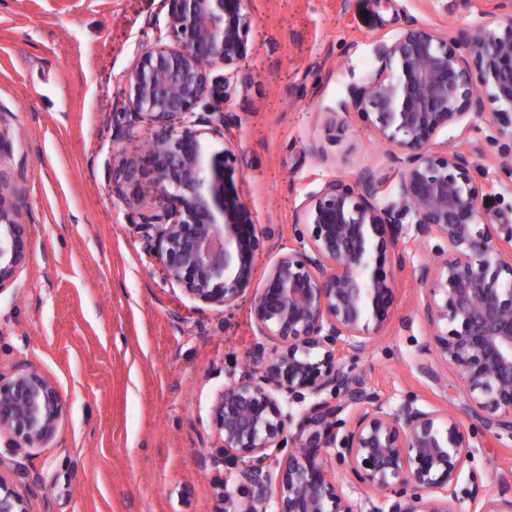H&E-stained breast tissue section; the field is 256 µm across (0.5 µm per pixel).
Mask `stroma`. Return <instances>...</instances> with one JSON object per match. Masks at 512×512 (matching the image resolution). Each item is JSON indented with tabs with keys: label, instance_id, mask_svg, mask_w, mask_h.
Listing matches in <instances>:
<instances>
[{
	"label": "stroma",
	"instance_id": "1",
	"mask_svg": "<svg viewBox=\"0 0 512 512\" xmlns=\"http://www.w3.org/2000/svg\"><path fill=\"white\" fill-rule=\"evenodd\" d=\"M246 57L215 65L236 124L238 188L270 230L232 305L202 303L145 252L133 223L160 197L122 200L112 170L124 135L112 117L141 44L171 45L164 0H0V168L25 165L17 188L31 227L26 263L0 290V371L30 363L64 402L52 438L17 450L0 435V476L28 512H225L240 461L214 468L221 447L211 406L230 375L271 342L254 300L293 239L305 196L331 176L368 175L378 199L398 189L388 143L358 115L329 132L351 85L374 68L378 40L417 26L467 40L483 19L461 0H247ZM426 248L388 261L393 305L352 360L359 385L387 408L407 400L457 417L472 470L457 484L474 512L473 482L512 487V437H494L437 355L426 289L412 268Z\"/></svg>",
	"mask_w": 512,
	"mask_h": 512
}]
</instances>
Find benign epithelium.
Here are the masks:
<instances>
[{"label": "benign epithelium", "instance_id": "1", "mask_svg": "<svg viewBox=\"0 0 512 512\" xmlns=\"http://www.w3.org/2000/svg\"><path fill=\"white\" fill-rule=\"evenodd\" d=\"M168 32L177 46H141L122 79L116 123L132 135L143 116L168 122L194 114L228 129L232 115L209 84V68L230 67L248 51L253 16L245 0H166ZM491 20L460 44L425 28L380 41L367 82L353 85L341 110L371 123L397 149L396 195L381 204L367 176L330 177L306 195L293 240L268 272L253 316L275 342L258 352V366L223 388L212 406L226 459L261 461L281 446L291 414L276 394L318 398L293 436L295 453L272 474L251 463L237 473L241 503L231 512H361L318 461L337 454L372 492L397 498L391 512H459L455 486L471 460L469 432L457 419L414 401L390 410L354 384L344 354L362 353L385 324L392 287L388 259L404 263L400 237L413 227L416 243L438 239L433 260L413 268L429 290L425 305L437 354L465 387L475 412L512 437V224L484 209L496 184L462 147L485 121L489 138L512 154V0H489ZM461 129L459 144L432 150L443 129ZM235 144L224 139L221 161L208 163L198 133L186 126L151 144L142 164L154 189L171 200L161 212H142L135 230L144 249L193 298L227 306L246 288L254 260L271 232L261 231L235 182ZM142 168L125 162L112 171L116 189L137 185ZM19 165L0 170V290L26 262L30 225L22 220L15 186ZM346 407L351 421L337 422ZM56 385L32 364L0 372V434L14 448L51 438L62 417ZM479 512H512V499L476 482ZM0 512H28L0 476Z\"/></svg>", "mask_w": 512, "mask_h": 512}]
</instances>
